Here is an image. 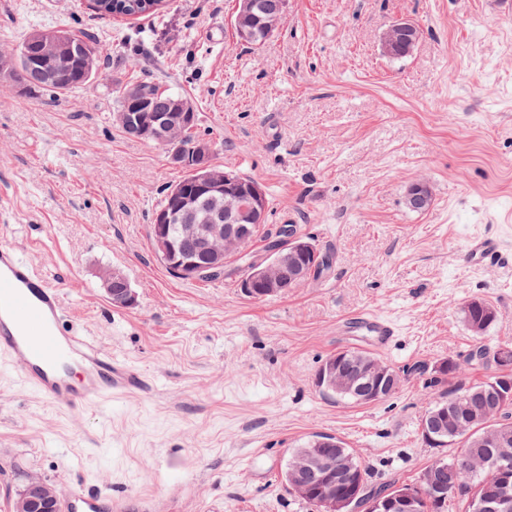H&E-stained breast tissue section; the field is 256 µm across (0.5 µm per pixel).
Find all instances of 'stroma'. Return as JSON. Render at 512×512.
I'll use <instances>...</instances> for the list:
<instances>
[{
	"label": "stroma",
	"instance_id": "obj_1",
	"mask_svg": "<svg viewBox=\"0 0 512 512\" xmlns=\"http://www.w3.org/2000/svg\"><path fill=\"white\" fill-rule=\"evenodd\" d=\"M236 0H166L145 17L100 15L91 0H0V49L35 29L93 38L92 85L27 94L0 81V246L59 285L69 320L148 389L71 412L46 406L0 356V512L30 476L128 498L129 512H320L281 480L310 436L341 439L368 485L418 484L441 451L421 435L434 368L462 370L454 391L486 381L477 346L512 345V0H288L262 45L231 35ZM420 30L393 59L394 21ZM152 81L190 98L212 161L258 181L268 229L296 225L330 256L288 293L246 296L237 280L173 276L152 216L184 174L164 147L123 134L114 90ZM428 182L416 213L408 185ZM500 241L502 261L469 265L470 238ZM136 295L112 305L101 268ZM473 298L496 319L481 336L461 318ZM367 311L397 335L379 358L402 382L372 403L316 385L336 352L365 349L340 320ZM417 28V27H416ZM408 21L398 20L391 24L383 33L381 38V50L387 57L393 58L397 54L408 55L415 47L419 29ZM418 33V34H417ZM407 56L393 59H403Z\"/></svg>",
	"mask_w": 512,
	"mask_h": 512
}]
</instances>
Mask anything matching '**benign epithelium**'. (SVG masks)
Listing matches in <instances>:
<instances>
[{
  "instance_id": "7a95c632",
  "label": "benign epithelium",
  "mask_w": 512,
  "mask_h": 512,
  "mask_svg": "<svg viewBox=\"0 0 512 512\" xmlns=\"http://www.w3.org/2000/svg\"><path fill=\"white\" fill-rule=\"evenodd\" d=\"M262 9L260 0H238V7L231 23L238 43H247L255 37L253 20ZM418 40L413 24L398 20L391 24L381 38V50L392 58L397 54L408 55ZM29 41L41 46L44 57L51 59L49 77L56 83L69 80L76 54L74 38L60 32L35 30ZM192 106L183 99L174 102L173 112L153 110L148 99L137 91L129 96L127 111L115 115L120 124L135 131L144 141L164 145L170 150L171 161L191 169L198 176L200 191L222 199L214 214L205 224H184L182 235L189 244L185 252L172 239L170 224L196 207V200L188 192L173 197L170 207L152 217V238L157 255L163 264L182 279L196 280L224 272L229 255L239 250L252 236L253 229L265 222V191L255 180L245 181L242 176L227 172L212 162V146L202 140L191 148L181 142L180 131L195 120ZM432 200L430 186L424 181L411 183L406 191V205L412 210L426 208ZM318 255L315 246L299 233H288L287 246L271 251L260 262L250 266L240 281L247 295L260 293L263 297L275 296L297 288L309 276L308 260ZM103 286L116 307L128 308L136 303V296L129 288L126 277L118 270L105 269L100 274ZM317 386L351 395L358 403H369L398 390L401 380L392 369L377 361H357L340 354L321 366ZM512 406V381L498 377L489 383V401L482 412L497 413ZM448 394L443 392L429 412L422 417L421 430L427 444L433 448L448 447ZM326 440L315 438L311 448L297 452L291 460V490L301 497L308 495V479L317 484L325 512H357L361 502L357 488L347 486L346 468L336 466V459L325 455L321 448ZM465 458L474 471H486V483L492 485L495 496L478 504L481 512H512V465L507 462L493 464L486 458L467 451ZM426 483L433 500L440 504L448 497V467L429 468L424 471ZM59 489L38 476H33L16 501V512H57ZM418 499L409 491L397 496L378 498L369 506V512H417Z\"/></svg>"
}]
</instances>
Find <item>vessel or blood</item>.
Returning a JSON list of instances; mask_svg holds the SVG:
<instances>
[{
	"mask_svg": "<svg viewBox=\"0 0 512 512\" xmlns=\"http://www.w3.org/2000/svg\"><path fill=\"white\" fill-rule=\"evenodd\" d=\"M470 264L501 259L492 237L471 239ZM345 328L362 327L382 349L396 334L388 320L358 312L344 317ZM0 354L50 407L71 411L88 400L145 387L143 371L114 358L66 324L60 288L38 275L11 247H0ZM125 500L106 490L75 484L60 496L61 512H123Z\"/></svg>",
	"mask_w": 512,
	"mask_h": 512,
	"instance_id": "b4317fda",
	"label": "vessel or blood"
}]
</instances>
